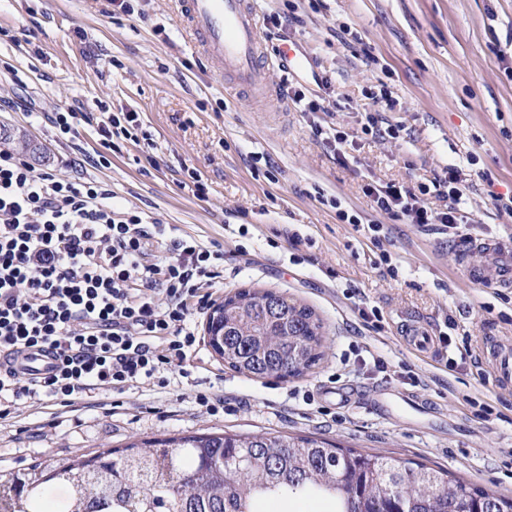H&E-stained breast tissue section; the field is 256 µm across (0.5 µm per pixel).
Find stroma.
I'll use <instances>...</instances> for the list:
<instances>
[{"instance_id":"obj_1","label":"stroma","mask_w":512,"mask_h":512,"mask_svg":"<svg viewBox=\"0 0 512 512\" xmlns=\"http://www.w3.org/2000/svg\"><path fill=\"white\" fill-rule=\"evenodd\" d=\"M252 2L259 22L292 17L288 43L302 60L270 67V97L219 78L173 0H131L130 16L108 0H0V124L43 146L57 174L108 183L115 205L223 248L211 303L256 288L313 309L322 359L288 380L236 372L208 344L207 313L194 315L199 347L183 387L18 406L0 420V469L155 438L293 434L442 468L511 497L512 387L495 384L482 351L489 336L512 344V290L472 284L457 254L475 238H512V214L493 200L512 191V0ZM288 78L322 94L318 117L354 141V164L315 138L313 117L281 91ZM382 89L394 107L374 102ZM69 108L87 119L75 139L56 141L48 117ZM104 111L139 113L144 137L97 167L91 121ZM370 113L401 126L400 138L366 134ZM451 165L466 199L456 237L378 213L365 194L373 182H430ZM193 174L203 195L187 185ZM371 224L379 243L367 237ZM363 308L379 322H365ZM417 328L447 335V345L416 355L406 336ZM382 392L435 413L380 414ZM201 393L223 396V411L200 407Z\"/></svg>"}]
</instances>
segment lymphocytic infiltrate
Returning <instances> with one entry per match:
<instances>
[{
    "mask_svg": "<svg viewBox=\"0 0 512 512\" xmlns=\"http://www.w3.org/2000/svg\"><path fill=\"white\" fill-rule=\"evenodd\" d=\"M138 128L135 112L96 123L106 153L137 140ZM365 192L377 211L451 230L464 197L454 167L429 185L377 183ZM431 193L442 209L426 206ZM112 198L103 182L38 172L0 149V354L47 349L56 360L35 378L0 368V419L27 402L68 407L86 391L190 377L192 317L208 304L204 288L223 272L224 251L170 235Z\"/></svg>",
    "mask_w": 512,
    "mask_h": 512,
    "instance_id": "obj_1",
    "label": "lymphocytic infiltrate"
}]
</instances>
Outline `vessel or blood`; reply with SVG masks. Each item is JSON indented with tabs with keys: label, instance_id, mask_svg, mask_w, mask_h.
I'll list each match as a JSON object with an SVG mask.
<instances>
[{
	"label": "vessel or blood",
	"instance_id": "vessel-or-blood-1",
	"mask_svg": "<svg viewBox=\"0 0 512 512\" xmlns=\"http://www.w3.org/2000/svg\"><path fill=\"white\" fill-rule=\"evenodd\" d=\"M185 27L202 55L219 74L253 92L269 93L267 70L272 61L264 35L249 0H177ZM469 279L480 286L512 288V241L475 239L461 252ZM488 360L497 385H512V345L486 342ZM51 357L24 354L16 369L39 374L50 367Z\"/></svg>",
	"mask_w": 512,
	"mask_h": 512
}]
</instances>
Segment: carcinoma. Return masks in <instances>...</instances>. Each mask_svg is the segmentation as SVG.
Masks as SVG:
<instances>
[{"instance_id": "carcinoma-1", "label": "carcinoma", "mask_w": 512, "mask_h": 512, "mask_svg": "<svg viewBox=\"0 0 512 512\" xmlns=\"http://www.w3.org/2000/svg\"><path fill=\"white\" fill-rule=\"evenodd\" d=\"M207 335L228 368L257 377H298L323 355L315 312L270 290L243 288L217 305ZM67 493L54 512H259L262 500L335 503L334 512H454L466 501L512 512V498L445 470L344 450L309 436L188 435L77 457L55 469L37 463L0 471V498L16 512H49L50 483Z\"/></svg>"}]
</instances>
